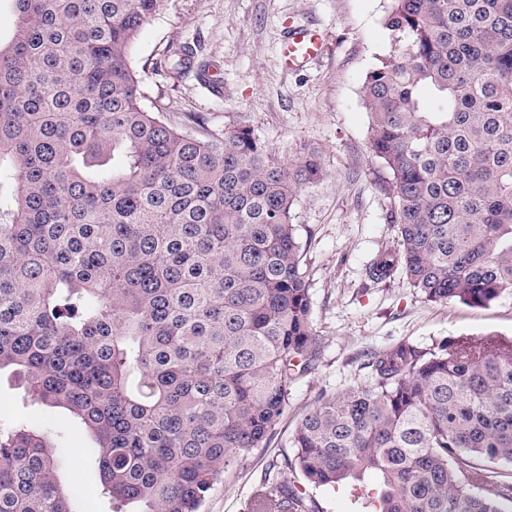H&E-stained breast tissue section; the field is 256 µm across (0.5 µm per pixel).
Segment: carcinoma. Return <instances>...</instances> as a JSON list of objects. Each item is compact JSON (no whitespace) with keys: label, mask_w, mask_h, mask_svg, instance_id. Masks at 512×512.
<instances>
[{"label":"carcinoma","mask_w":512,"mask_h":512,"mask_svg":"<svg viewBox=\"0 0 512 512\" xmlns=\"http://www.w3.org/2000/svg\"><path fill=\"white\" fill-rule=\"evenodd\" d=\"M0 45V371L90 439L113 512H200L264 448L320 354L299 192L323 174L248 128L149 110L130 53L165 0H14ZM363 85L403 273L430 303L512 294V0H390ZM192 49H167L179 81ZM319 397L244 512H316L288 474L369 512H512V340L370 355ZM0 421V512H80L52 440Z\"/></svg>","instance_id":"1"}]
</instances>
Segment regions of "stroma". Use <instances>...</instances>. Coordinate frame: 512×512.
<instances>
[{"label":"stroma","mask_w":512,"mask_h":512,"mask_svg":"<svg viewBox=\"0 0 512 512\" xmlns=\"http://www.w3.org/2000/svg\"><path fill=\"white\" fill-rule=\"evenodd\" d=\"M388 6L389 0H166L133 45L143 104H162L169 123L200 137L247 127L282 161L313 149L324 165L294 209L320 359L292 385L270 446L225 474L201 512H243L264 474L293 456L302 414L321 394L347 388L369 353L401 341L428 350L488 334L512 339V294L487 307L440 305L424 301L405 275L368 276L369 263L397 238L388 221V174L370 150L362 93L367 73L392 50ZM292 22L318 27L327 45L322 59L301 71L279 62L281 34ZM173 44L194 53L192 71L176 83L164 64ZM48 412L23 401L17 377L0 375L1 420L40 422ZM85 446L81 425L68 423L59 451L82 490L80 512H110Z\"/></svg>","instance_id":"obj_1"}]
</instances>
